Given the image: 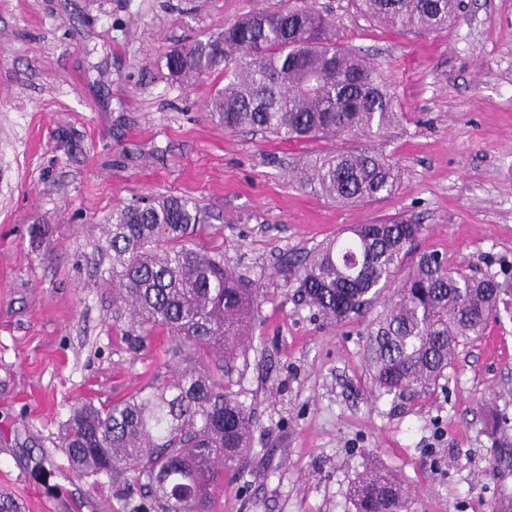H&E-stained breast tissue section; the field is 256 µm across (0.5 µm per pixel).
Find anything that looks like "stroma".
I'll list each match as a JSON object with an SVG mask.
<instances>
[{"instance_id":"35a3bbf8","label":"stroma","mask_w":512,"mask_h":512,"mask_svg":"<svg viewBox=\"0 0 512 512\" xmlns=\"http://www.w3.org/2000/svg\"><path fill=\"white\" fill-rule=\"evenodd\" d=\"M285 7L328 11L388 74L400 122L348 145L397 165L393 194L351 206L313 194L292 172L335 142L225 132L206 109L217 75L170 78L166 53ZM152 193L198 200L212 219L195 241L264 284L243 380L258 427L211 512H347L373 461L410 486L411 512L512 502V467L486 430L495 407L512 435L511 316L460 347L432 395L375 403L363 361L375 310L330 325L276 273L349 225L401 216L468 274L512 266V0H464L429 34L371 22L353 0H0V486L27 512L120 510L111 484L70 475L62 436L75 399H127L165 360L161 334L130 351V316L97 276L101 226Z\"/></svg>"}]
</instances>
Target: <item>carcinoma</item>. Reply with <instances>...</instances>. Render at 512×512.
<instances>
[{"mask_svg":"<svg viewBox=\"0 0 512 512\" xmlns=\"http://www.w3.org/2000/svg\"><path fill=\"white\" fill-rule=\"evenodd\" d=\"M354 2L367 19L414 34L447 28L460 8V0ZM165 60L187 84L220 70L224 87L208 107L226 131L346 140L381 136L399 118L387 76L316 9L250 13ZM298 176L342 204L389 195L401 179L384 156L344 148L316 155ZM206 221L194 198L152 194L114 209L98 241L108 260L99 276L139 330L127 337L130 348L145 350L160 331L171 363L160 383L126 400L75 402L63 447L76 478L119 486L130 512H210L219 471L243 463L257 427L241 382L265 295L222 251L193 241L190 230ZM423 230L403 217L353 224L277 270L300 304L335 324L387 298L363 349L377 400L431 394L459 347L484 335L489 317L512 315V292L498 274L474 278L436 251H417ZM501 422L489 410L493 443L507 457L512 439ZM346 496L351 512H409L411 503L410 487L377 463L366 465Z\"/></svg>","mask_w":512,"mask_h":512,"instance_id":"obj_1","label":"carcinoma"}]
</instances>
